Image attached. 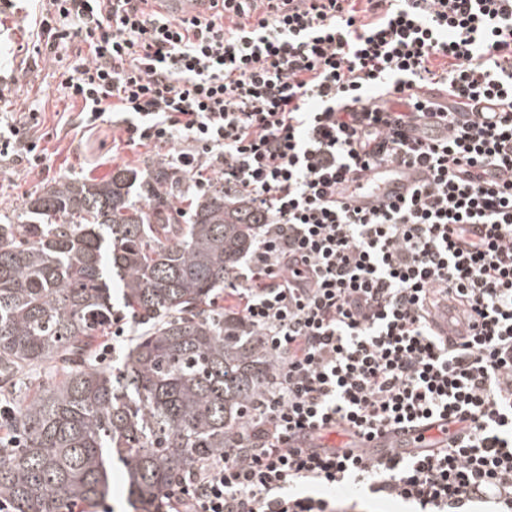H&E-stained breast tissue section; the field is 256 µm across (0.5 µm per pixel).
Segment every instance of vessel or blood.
Instances as JSON below:
<instances>
[{"label":"vessel or blood","mask_w":512,"mask_h":512,"mask_svg":"<svg viewBox=\"0 0 512 512\" xmlns=\"http://www.w3.org/2000/svg\"><path fill=\"white\" fill-rule=\"evenodd\" d=\"M427 177L424 168L387 167L379 165L346 182L337 191V199L351 209H369L382 203L396 202ZM460 426L455 422L440 421L419 428L391 433L373 440L353 437V447L359 448L368 458L377 460L392 453L414 452L421 448L443 446L456 435Z\"/></svg>","instance_id":"b4317fda"}]
</instances>
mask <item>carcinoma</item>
I'll list each match as a JSON object with an SVG mask.
<instances>
[{
    "label": "carcinoma",
    "instance_id": "obj_1",
    "mask_svg": "<svg viewBox=\"0 0 512 512\" xmlns=\"http://www.w3.org/2000/svg\"><path fill=\"white\" fill-rule=\"evenodd\" d=\"M181 172L152 162L62 180L0 223V386L39 370L4 429L0 497L14 512H70L112 490L152 502L203 458L231 447L274 368L260 337L214 308L254 245L256 217L224 185L174 205ZM118 306L143 331L120 366L93 362Z\"/></svg>",
    "mask_w": 512,
    "mask_h": 512
}]
</instances>
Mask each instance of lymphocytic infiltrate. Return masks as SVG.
<instances>
[{"mask_svg": "<svg viewBox=\"0 0 512 512\" xmlns=\"http://www.w3.org/2000/svg\"><path fill=\"white\" fill-rule=\"evenodd\" d=\"M73 128L104 116L185 186L260 212L219 305L262 336L268 402L234 446L169 484L157 512H360L355 485L414 512H512V0H38ZM39 110L0 157L46 167ZM379 164L429 179L370 211L337 185ZM457 309L467 330L438 334ZM442 420L440 448L381 460L305 448Z\"/></svg>", "mask_w": 512, "mask_h": 512, "instance_id": "obj_1", "label": "lymphocytic infiltrate"}]
</instances>
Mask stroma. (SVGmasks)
Wrapping results in <instances>:
<instances>
[{"label": "stroma", "instance_id": "obj_1", "mask_svg": "<svg viewBox=\"0 0 512 512\" xmlns=\"http://www.w3.org/2000/svg\"><path fill=\"white\" fill-rule=\"evenodd\" d=\"M31 40L28 31L0 25V114L34 107L43 112L42 144L49 150L44 174L28 173L25 163L0 159V218L20 210L29 197L66 179H102L112 169H145L155 158L147 146L112 147V124L82 139L60 124L58 114L65 102L58 86L55 63L39 59L37 66L20 70L22 49Z\"/></svg>", "mask_w": 512, "mask_h": 512}]
</instances>
